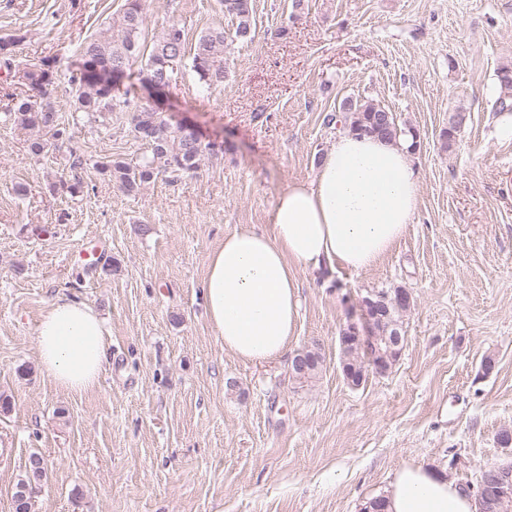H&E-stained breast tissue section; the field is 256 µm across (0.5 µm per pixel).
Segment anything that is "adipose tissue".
<instances>
[{
	"mask_svg": "<svg viewBox=\"0 0 512 512\" xmlns=\"http://www.w3.org/2000/svg\"><path fill=\"white\" fill-rule=\"evenodd\" d=\"M419 182L404 142L343 132L310 181L275 202L268 230L226 234L210 255L207 318L225 352L252 363L280 357L296 331L298 271L375 265L414 220ZM37 366L61 390L93 389L108 361L104 319L68 297L52 302L36 328ZM384 512H476L463 488L420 464L400 466Z\"/></svg>",
	"mask_w": 512,
	"mask_h": 512,
	"instance_id": "adipose-tissue-1",
	"label": "adipose tissue"
}]
</instances>
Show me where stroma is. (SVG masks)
Returning <instances> with one entry per match:
<instances>
[{
  "label": "stroma",
  "mask_w": 512,
  "mask_h": 512,
  "mask_svg": "<svg viewBox=\"0 0 512 512\" xmlns=\"http://www.w3.org/2000/svg\"><path fill=\"white\" fill-rule=\"evenodd\" d=\"M253 4L255 35L242 42L221 0H143L147 38L174 20L190 41L226 33L223 87L204 92L187 69L159 102L169 123L214 144L196 172L124 195L97 166L147 153L126 112L71 122L38 157L31 130L0 122V512L34 454L45 476L32 512H361L402 465L463 487L512 459L496 440L512 429V140L492 110L497 73L512 69V0ZM123 5L0 0V41L15 43L0 110L23 93L13 70L54 55L52 99L69 118L79 46ZM355 99L418 132L414 221L372 268L299 272L287 353L240 361L206 316L209 257L226 233L269 224L279 193L309 180L338 135L326 115ZM76 175L85 189L73 197L61 184ZM394 288L412 296L406 345L351 386L342 330L360 299ZM60 296L95 307L109 330V362L80 395L36 364L38 321ZM307 347L323 363L292 381L291 355Z\"/></svg>",
  "instance_id": "obj_1"
}]
</instances>
